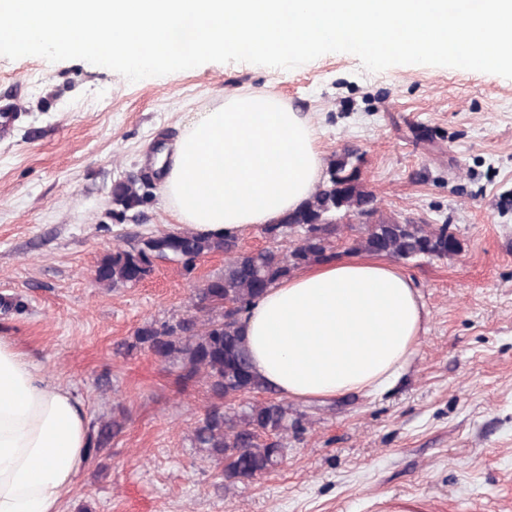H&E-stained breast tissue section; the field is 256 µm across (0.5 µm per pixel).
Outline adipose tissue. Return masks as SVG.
I'll list each match as a JSON object with an SVG mask.
<instances>
[{
  "mask_svg": "<svg viewBox=\"0 0 512 512\" xmlns=\"http://www.w3.org/2000/svg\"><path fill=\"white\" fill-rule=\"evenodd\" d=\"M177 223L239 236L279 222L324 173L309 120L274 95H239L187 123L160 163ZM425 305L375 257L324 262L268 288L242 320L254 372L279 395L333 398L390 386L418 345ZM72 393L0 336V512H61L86 465Z\"/></svg>",
  "mask_w": 512,
  "mask_h": 512,
  "instance_id": "adipose-tissue-1",
  "label": "adipose tissue"
}]
</instances>
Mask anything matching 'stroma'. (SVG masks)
Here are the masks:
<instances>
[{"instance_id":"35a3bbf8","label":"stroma","mask_w":512,"mask_h":512,"mask_svg":"<svg viewBox=\"0 0 512 512\" xmlns=\"http://www.w3.org/2000/svg\"><path fill=\"white\" fill-rule=\"evenodd\" d=\"M44 70L40 84L30 71ZM275 94L308 117L324 159L357 151L380 216L449 225L460 249L401 263L425 332L399 381L374 394L296 401L304 413L269 474L228 483L193 447L204 386L135 347V333L189 313L193 273L157 262L131 287L94 280L138 234L174 231L154 159L192 113ZM0 334L67 387L89 423L123 421L90 456L62 512H512V79L426 65L366 71L350 53L291 70L209 62L129 82L80 59L0 56ZM151 174L119 219L112 184Z\"/></svg>"}]
</instances>
